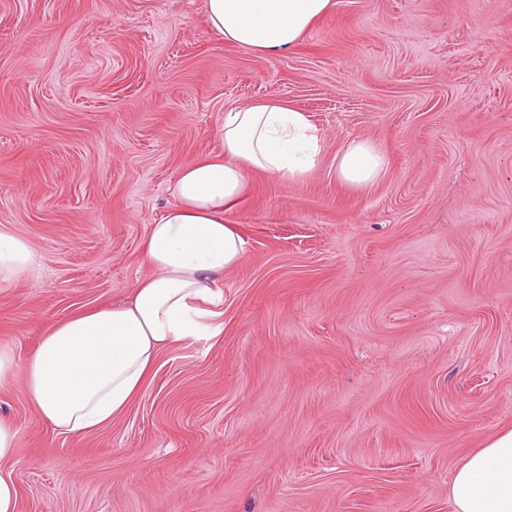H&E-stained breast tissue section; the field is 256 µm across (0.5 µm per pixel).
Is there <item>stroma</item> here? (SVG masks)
Masks as SVG:
<instances>
[{"mask_svg": "<svg viewBox=\"0 0 512 512\" xmlns=\"http://www.w3.org/2000/svg\"><path fill=\"white\" fill-rule=\"evenodd\" d=\"M268 97L320 155L250 175L217 333L92 433L0 383L19 512H454L457 466L512 427V0H333L272 57L217 39L204 0H0V230L38 254L0 285V350L24 367L128 299L172 180ZM355 139L387 161L360 192L336 177Z\"/></svg>", "mask_w": 512, "mask_h": 512, "instance_id": "obj_1", "label": "stroma"}]
</instances>
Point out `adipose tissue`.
Masks as SVG:
<instances>
[{"label":"adipose tissue","instance_id":"ef3b65f1","mask_svg":"<svg viewBox=\"0 0 512 512\" xmlns=\"http://www.w3.org/2000/svg\"><path fill=\"white\" fill-rule=\"evenodd\" d=\"M331 0H205L210 30L263 55L292 49ZM224 151L188 163L169 187L172 202L147 228L143 258L151 276L128 301L76 314L42 337L24 367L38 416L64 434L99 430L141 394L167 346L211 334L213 290L235 268L245 242L226 215L252 172L300 180L315 166L320 135L305 113L277 99L225 112ZM380 149L352 141L336 156L337 178L366 189L385 174ZM28 241L0 231V282L28 274ZM455 512H512V428L469 453L450 487Z\"/></svg>","mask_w":512,"mask_h":512}]
</instances>
